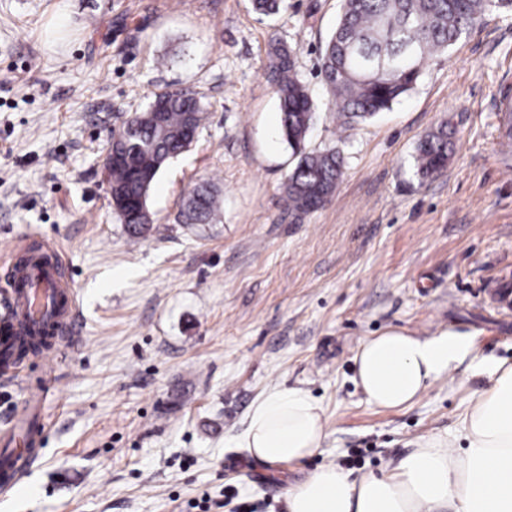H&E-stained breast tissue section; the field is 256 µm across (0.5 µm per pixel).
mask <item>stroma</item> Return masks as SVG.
Instances as JSON below:
<instances>
[{
    "mask_svg": "<svg viewBox=\"0 0 512 512\" xmlns=\"http://www.w3.org/2000/svg\"><path fill=\"white\" fill-rule=\"evenodd\" d=\"M340 0H0V314L19 239L56 241L79 309L60 350L0 378V432L30 378L52 374L40 456L0 512H285L318 467L359 477L422 438H454L489 369L512 364V13L486 15L430 56L415 89L376 119L342 123L317 63ZM288 45L319 112L307 149L339 147L325 206L289 214L269 44ZM188 87L207 119L160 173L154 230L130 237L101 160L157 92ZM447 124L446 167L421 179L419 140ZM211 184L209 224L179 221ZM399 330L459 336L465 353L410 406L356 384L362 343ZM322 408L317 454L276 467L238 446L276 386Z\"/></svg>",
    "mask_w": 512,
    "mask_h": 512,
    "instance_id": "1",
    "label": "stroma"
}]
</instances>
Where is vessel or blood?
Wrapping results in <instances>:
<instances>
[{"label":"vessel or blood","mask_w":512,"mask_h":512,"mask_svg":"<svg viewBox=\"0 0 512 512\" xmlns=\"http://www.w3.org/2000/svg\"><path fill=\"white\" fill-rule=\"evenodd\" d=\"M6 261L11 268L12 291L8 311L0 318V362L11 368L20 361L15 343L28 332L42 336L50 349L63 341L76 318L77 301L53 240L25 235ZM21 428L23 447L13 449L12 464L0 468V490L5 492L17 490L20 472L35 459L42 440L35 413L27 414Z\"/></svg>","instance_id":"1"}]
</instances>
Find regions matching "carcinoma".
<instances>
[{
    "label": "carcinoma",
    "mask_w": 512,
    "mask_h": 512,
    "mask_svg": "<svg viewBox=\"0 0 512 512\" xmlns=\"http://www.w3.org/2000/svg\"><path fill=\"white\" fill-rule=\"evenodd\" d=\"M263 16L279 14L285 0H251ZM511 12L512 0H341L336 27L318 62L323 85L337 115L345 120L376 117L417 85L425 60L448 48L486 14ZM281 112V135L293 151L294 163L285 184L288 211H316L312 199L332 197L343 175V159L335 148L308 151L305 139L317 110L298 78L292 51L279 40L268 53ZM205 119L196 94L164 90L145 110L131 115L112 139L122 158L112 162V194L125 200L121 219L132 237H144L153 225L141 222L143 200L159 173L195 143ZM448 127L442 125L416 146L415 174L426 179L448 162ZM218 207L207 186L194 189L181 203L188 224H207Z\"/></svg>",
    "instance_id": "carcinoma-1"
}]
</instances>
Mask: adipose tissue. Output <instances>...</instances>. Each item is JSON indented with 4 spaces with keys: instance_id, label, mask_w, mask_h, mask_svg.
<instances>
[{
    "instance_id": "obj_1",
    "label": "adipose tissue",
    "mask_w": 512,
    "mask_h": 512,
    "mask_svg": "<svg viewBox=\"0 0 512 512\" xmlns=\"http://www.w3.org/2000/svg\"><path fill=\"white\" fill-rule=\"evenodd\" d=\"M465 349L455 336L419 339L394 331L365 341L356 379L370 404H412L453 367ZM491 386L466 413L463 447L423 438L392 470L359 478L338 466L318 469L288 491L287 512H512V365L496 364ZM240 445L278 466L317 453L324 440L320 406L294 388H275L248 412Z\"/></svg>"
}]
</instances>
